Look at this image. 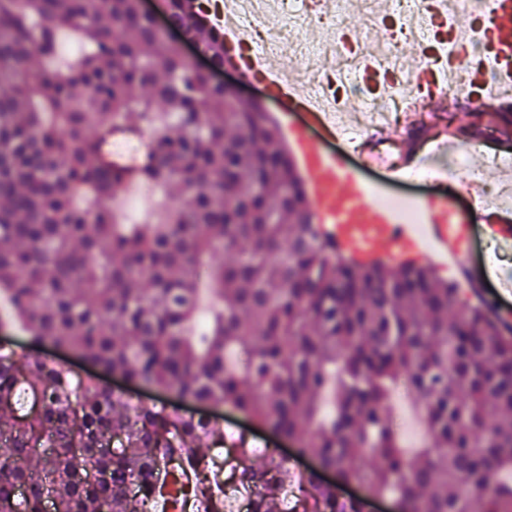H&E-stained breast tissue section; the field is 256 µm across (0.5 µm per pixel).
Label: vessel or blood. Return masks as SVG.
<instances>
[{
  "instance_id": "obj_1",
  "label": "vessel or blood",
  "mask_w": 512,
  "mask_h": 512,
  "mask_svg": "<svg viewBox=\"0 0 512 512\" xmlns=\"http://www.w3.org/2000/svg\"><path fill=\"white\" fill-rule=\"evenodd\" d=\"M485 40L489 65L498 74L497 85L480 100L488 106L512 99V0H492ZM283 102L286 108L300 105L306 111V121L288 122L284 128L304 171L314 219L338 250L364 263L382 254L397 261L417 256L462 270L471 251L473 226L446 198L416 199L417 223H401L393 211L377 203L381 187L368 184L344 156L325 151L315 142L311 128L327 121L329 104L292 93ZM416 160V154L406 150L398 161H391L374 143L363 155L365 167L398 175Z\"/></svg>"
}]
</instances>
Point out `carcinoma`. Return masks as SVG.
Wrapping results in <instances>:
<instances>
[{
    "mask_svg": "<svg viewBox=\"0 0 512 512\" xmlns=\"http://www.w3.org/2000/svg\"><path fill=\"white\" fill-rule=\"evenodd\" d=\"M166 7L235 65L199 0ZM67 30L89 51L63 70ZM133 117L149 139L131 169L104 145ZM132 183L153 191L139 224L115 206ZM0 292L32 342L242 412L399 512H512V328L428 264L332 251L278 123L139 0H0ZM228 485L255 490L251 512H362L277 448L0 347V512H224Z\"/></svg>",
    "mask_w": 512,
    "mask_h": 512,
    "instance_id": "carcinoma-1",
    "label": "carcinoma"
}]
</instances>
